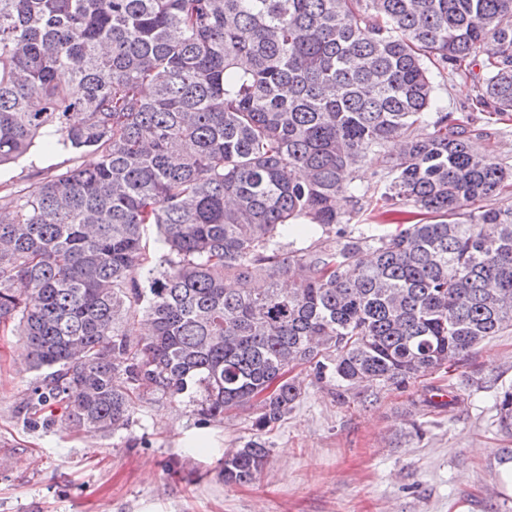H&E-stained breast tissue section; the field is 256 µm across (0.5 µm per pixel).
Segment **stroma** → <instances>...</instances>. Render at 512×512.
Wrapping results in <instances>:
<instances>
[{
	"label": "stroma",
	"mask_w": 512,
	"mask_h": 512,
	"mask_svg": "<svg viewBox=\"0 0 512 512\" xmlns=\"http://www.w3.org/2000/svg\"><path fill=\"white\" fill-rule=\"evenodd\" d=\"M93 160L35 146L0 168V211L41 179ZM18 337L0 334V512H512L500 487L495 396L512 384V328L473 347L449 371L395 389L366 383L336 397L305 377L304 395L266 439L268 463L249 485L218 478L224 452L256 437L254 416L211 422V447L185 448L199 418L168 400L137 402L132 429L116 435L25 427L16 414L35 372ZM466 384L448 411L425 410L428 389Z\"/></svg>",
	"instance_id": "35a3bbf8"
}]
</instances>
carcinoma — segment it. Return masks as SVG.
<instances>
[{
  "mask_svg": "<svg viewBox=\"0 0 512 512\" xmlns=\"http://www.w3.org/2000/svg\"><path fill=\"white\" fill-rule=\"evenodd\" d=\"M456 79L474 111L442 104ZM511 121L512 0H0V167L97 155L0 213V331L37 373L17 414L114 435L165 398L263 431L299 366L340 397L450 368L512 326V205L476 206L512 190L487 145ZM496 408L511 433V385Z\"/></svg>",
  "mask_w": 512,
  "mask_h": 512,
  "instance_id": "1",
  "label": "carcinoma"
}]
</instances>
